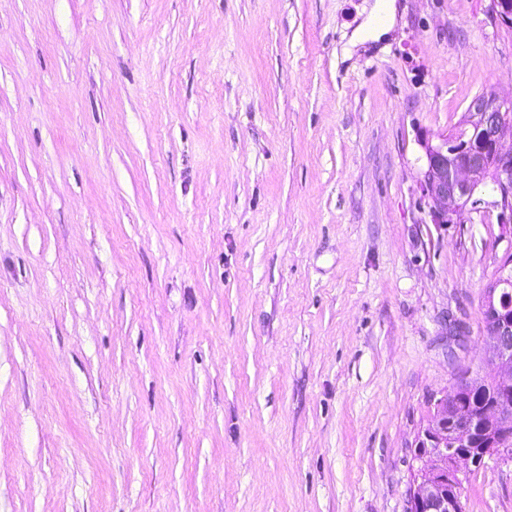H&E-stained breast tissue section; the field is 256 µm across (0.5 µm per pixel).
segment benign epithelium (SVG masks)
I'll list each match as a JSON object with an SVG mask.
<instances>
[{"mask_svg":"<svg viewBox=\"0 0 512 512\" xmlns=\"http://www.w3.org/2000/svg\"><path fill=\"white\" fill-rule=\"evenodd\" d=\"M512 125V98L475 97L458 129L440 142L422 143L420 188L430 223L457 224L466 214L498 210V223L512 224V149L503 148ZM491 192L493 200L485 198ZM483 332L494 397L477 412L463 408L468 392L485 387L481 369H456L451 392L433 398L434 412L414 439L419 463L408 490L407 512H464V483L473 468L493 458H512V252L484 288ZM448 336L462 342L470 326L448 316Z\"/></svg>","mask_w":512,"mask_h":512,"instance_id":"7a95c632","label":"benign epithelium"}]
</instances>
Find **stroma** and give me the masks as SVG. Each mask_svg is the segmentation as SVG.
<instances>
[{"label": "stroma", "instance_id": "stroma-1", "mask_svg": "<svg viewBox=\"0 0 512 512\" xmlns=\"http://www.w3.org/2000/svg\"><path fill=\"white\" fill-rule=\"evenodd\" d=\"M380 4L0 0V512H407L512 251L429 223L421 143L512 97V25L395 0L353 43Z\"/></svg>", "mask_w": 512, "mask_h": 512}]
</instances>
